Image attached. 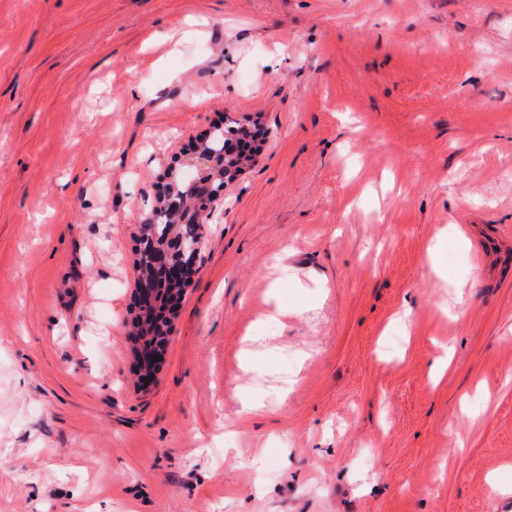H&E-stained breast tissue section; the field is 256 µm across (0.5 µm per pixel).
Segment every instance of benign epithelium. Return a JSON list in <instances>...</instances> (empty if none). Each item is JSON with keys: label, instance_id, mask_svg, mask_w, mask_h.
Wrapping results in <instances>:
<instances>
[{"label": "benign epithelium", "instance_id": "benign-epithelium-1", "mask_svg": "<svg viewBox=\"0 0 512 512\" xmlns=\"http://www.w3.org/2000/svg\"><path fill=\"white\" fill-rule=\"evenodd\" d=\"M226 142L223 149L215 152L208 147L210 132L206 131L183 152L168 162L155 189L152 211L139 225L140 237L135 263L136 300L132 312L135 329L136 371L141 384L152 382L163 363L168 329L180 305L181 295L173 293L167 301L164 336L153 343L146 339L154 335V316L149 306L159 288L155 272L166 271L167 281L180 286L188 285L204 261L201 228L210 223L217 209L224 205V190L237 180L254 160L256 149L270 135L264 126L225 125ZM185 168H195L199 177L193 185V195L181 193L176 176ZM165 215L170 223L167 237L157 243L158 216ZM191 225L193 240L184 236V227Z\"/></svg>", "mask_w": 512, "mask_h": 512}]
</instances>
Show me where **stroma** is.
<instances>
[{"mask_svg": "<svg viewBox=\"0 0 512 512\" xmlns=\"http://www.w3.org/2000/svg\"><path fill=\"white\" fill-rule=\"evenodd\" d=\"M227 118L144 388L139 226ZM0 512H512V0H0ZM228 125L227 131H217L212 135L214 146L224 147L220 151H212L207 144L212 130L204 132L179 157L168 162L155 189V204L152 211L139 226L140 237L135 263L136 300L132 312V324L135 329L136 371L141 384L146 386L152 382L156 372L163 363L167 333L172 319L180 305L181 295L175 290L167 301L164 336L147 344L148 336L154 335L155 322L149 306L153 303L159 287L155 272L162 269L167 273V281L181 287L189 285L204 261L202 254L201 228L209 224L219 207L224 205V190L229 183L237 180L246 167L254 160L257 149L270 135L267 128L259 123L252 126ZM251 143L253 150L244 149ZM184 168H196L199 177L194 185L191 181L180 179L184 192L191 191L193 196L181 193L176 176ZM158 215H166L169 224L167 237L162 244L157 243L156 231L163 235L169 224ZM156 222V226L153 224ZM190 224L194 229L192 241L184 236V227ZM155 356H159L155 360Z\"/></svg>", "mask_w": 512, "mask_h": 512, "instance_id": "obj_1", "label": "stroma"}]
</instances>
